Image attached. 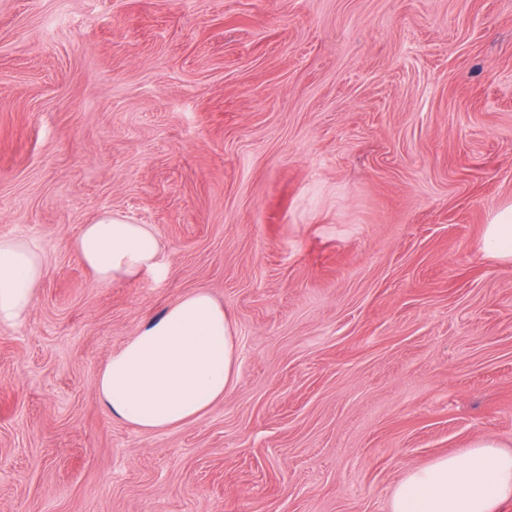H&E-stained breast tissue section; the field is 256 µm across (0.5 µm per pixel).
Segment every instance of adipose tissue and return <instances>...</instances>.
I'll list each match as a JSON object with an SVG mask.
<instances>
[{
  "label": "adipose tissue",
  "mask_w": 512,
  "mask_h": 512,
  "mask_svg": "<svg viewBox=\"0 0 512 512\" xmlns=\"http://www.w3.org/2000/svg\"><path fill=\"white\" fill-rule=\"evenodd\" d=\"M483 249L512 262V204L496 209L483 231ZM101 284L157 269L162 244L145 224L104 213L83 225L71 243ZM44 276L37 252L0 238V326L28 317ZM238 368L231 321L208 292L198 290L149 320L102 365L96 386L112 415L140 431L190 423L223 401ZM512 500V452L491 439L465 452L408 470L395 486L390 512H498Z\"/></svg>",
  "instance_id": "obj_1"
}]
</instances>
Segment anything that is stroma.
<instances>
[{
	"mask_svg": "<svg viewBox=\"0 0 512 512\" xmlns=\"http://www.w3.org/2000/svg\"><path fill=\"white\" fill-rule=\"evenodd\" d=\"M512 0H0V237L45 276L0 327V512H389L410 468L512 450ZM161 272L99 284L102 213ZM223 402L140 432L96 375L195 290ZM483 249L490 256L512 262V204L496 209L483 231ZM82 263L101 284L157 270L162 244L146 224H132L110 212L82 226L71 243Z\"/></svg>",
	"mask_w": 512,
	"mask_h": 512,
	"instance_id": "35a3bbf8",
	"label": "stroma"
}]
</instances>
